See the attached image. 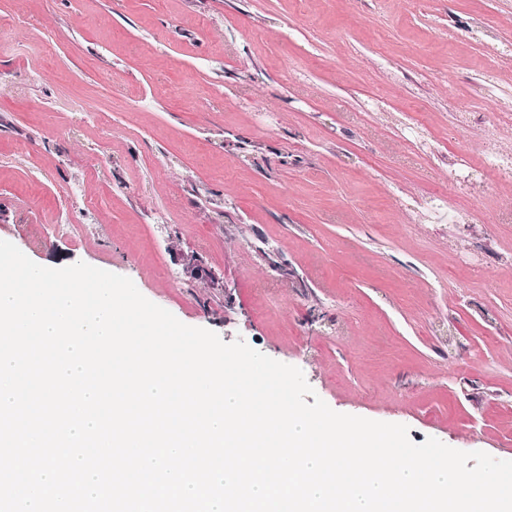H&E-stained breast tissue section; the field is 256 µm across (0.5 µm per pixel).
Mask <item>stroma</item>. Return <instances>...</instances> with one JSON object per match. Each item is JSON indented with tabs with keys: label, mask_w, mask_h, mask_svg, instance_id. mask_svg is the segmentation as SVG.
Instances as JSON below:
<instances>
[{
	"label": "stroma",
	"mask_w": 512,
	"mask_h": 512,
	"mask_svg": "<svg viewBox=\"0 0 512 512\" xmlns=\"http://www.w3.org/2000/svg\"><path fill=\"white\" fill-rule=\"evenodd\" d=\"M4 14L0 240L130 278L335 412L512 460V178L480 166L512 153V126L484 137L512 105V0Z\"/></svg>",
	"instance_id": "1"
}]
</instances>
